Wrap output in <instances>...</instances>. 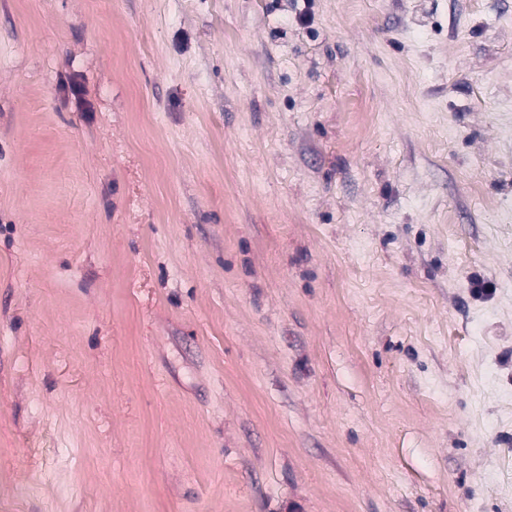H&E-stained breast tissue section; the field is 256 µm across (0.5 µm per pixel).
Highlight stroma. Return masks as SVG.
Listing matches in <instances>:
<instances>
[{"label":"stroma","mask_w":512,"mask_h":512,"mask_svg":"<svg viewBox=\"0 0 512 512\" xmlns=\"http://www.w3.org/2000/svg\"><path fill=\"white\" fill-rule=\"evenodd\" d=\"M0 512H512V0H0Z\"/></svg>","instance_id":"obj_1"}]
</instances>
